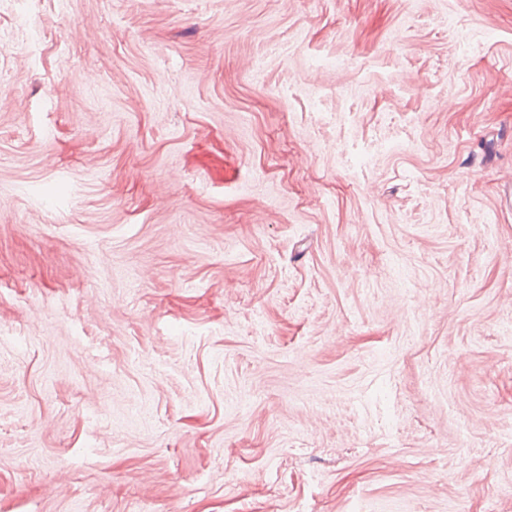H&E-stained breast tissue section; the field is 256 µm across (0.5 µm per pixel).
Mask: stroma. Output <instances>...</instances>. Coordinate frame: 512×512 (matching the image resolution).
Instances as JSON below:
<instances>
[{
    "mask_svg": "<svg viewBox=\"0 0 512 512\" xmlns=\"http://www.w3.org/2000/svg\"><path fill=\"white\" fill-rule=\"evenodd\" d=\"M26 23L0 512H512V0Z\"/></svg>",
    "mask_w": 512,
    "mask_h": 512,
    "instance_id": "1",
    "label": "stroma"
}]
</instances>
